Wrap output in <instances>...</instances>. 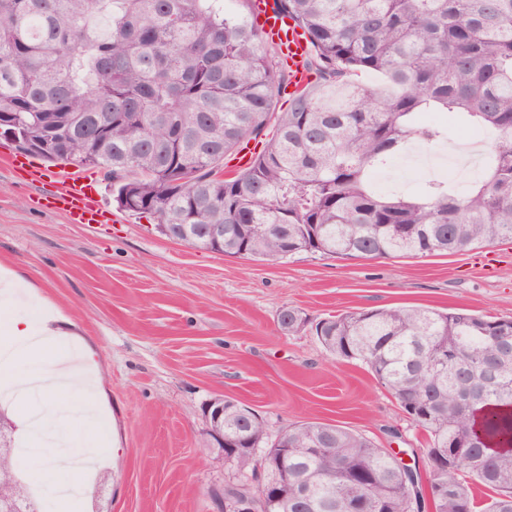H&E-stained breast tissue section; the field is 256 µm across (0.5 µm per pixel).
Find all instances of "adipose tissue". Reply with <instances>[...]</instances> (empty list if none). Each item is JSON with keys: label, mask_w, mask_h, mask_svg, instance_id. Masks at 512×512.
Wrapping results in <instances>:
<instances>
[{"label": "adipose tissue", "mask_w": 512, "mask_h": 512, "mask_svg": "<svg viewBox=\"0 0 512 512\" xmlns=\"http://www.w3.org/2000/svg\"><path fill=\"white\" fill-rule=\"evenodd\" d=\"M65 317L49 311L39 322L10 317L0 321V390L7 393H37L43 399L45 413L27 418L26 427L64 437L66 447L58 451L56 462L45 477L63 488L83 482L84 465L75 464L68 452L74 443L65 424L71 414H78L85 424H92L97 411L94 383L73 361L72 354L61 353L57 343L65 334Z\"/></svg>", "instance_id": "ef3b65f1"}]
</instances>
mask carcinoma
Here are the masks:
<instances>
[{
  "label": "carcinoma",
  "mask_w": 512,
  "mask_h": 512,
  "mask_svg": "<svg viewBox=\"0 0 512 512\" xmlns=\"http://www.w3.org/2000/svg\"><path fill=\"white\" fill-rule=\"evenodd\" d=\"M301 26L313 80L275 111L288 67L252 16L217 0H0V126L61 164L100 169L119 209L149 214L169 239L273 262L305 251L336 258L427 257L512 240V0H275ZM365 75L378 81L367 83ZM448 112L491 134L465 189L432 179L377 195L371 175ZM273 132L243 167L224 158ZM224 227L220 248L204 234ZM288 333L365 364L410 421L427 457L473 437L457 461L418 473L369 438L308 421L288 441V501L267 512H512V319L466 308L384 307L316 323L283 308ZM224 449L240 475L281 473V442L224 404ZM492 492L479 501L470 483Z\"/></svg>",
  "instance_id": "1"
}]
</instances>
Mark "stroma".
<instances>
[{
  "label": "stroma",
  "instance_id": "1",
  "mask_svg": "<svg viewBox=\"0 0 512 512\" xmlns=\"http://www.w3.org/2000/svg\"><path fill=\"white\" fill-rule=\"evenodd\" d=\"M29 182L0 164V264L23 274L12 315L61 307L97 363L102 405L90 448H111L86 483L80 512H215L213 491L236 476L207 447L204 408L224 397L252 408L267 439L306 421L351 429L428 479L427 434L358 361L328 353L312 331L288 334L285 306L311 320L382 307L467 308L512 317V241L429 257L332 258L300 252L276 263L193 248L122 211L103 174L53 164ZM81 174L111 213L72 224L47 204L53 175ZM14 466L35 495L39 441L17 429Z\"/></svg>",
  "mask_w": 512,
  "mask_h": 512
}]
</instances>
